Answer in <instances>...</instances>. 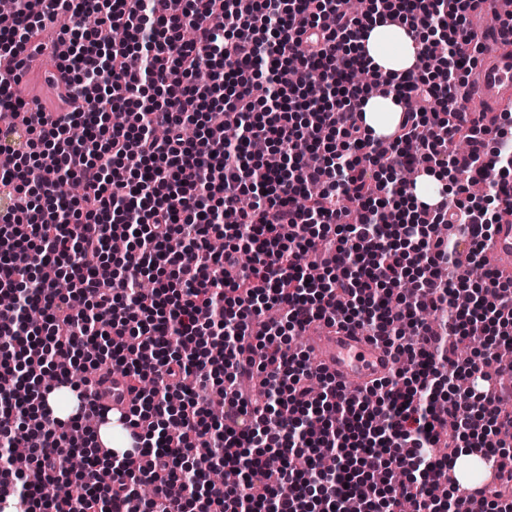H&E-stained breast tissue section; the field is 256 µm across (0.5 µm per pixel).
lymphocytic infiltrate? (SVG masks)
I'll return each instance as SVG.
<instances>
[{
  "label": "lymphocytic infiltrate",
  "mask_w": 512,
  "mask_h": 512,
  "mask_svg": "<svg viewBox=\"0 0 512 512\" xmlns=\"http://www.w3.org/2000/svg\"><path fill=\"white\" fill-rule=\"evenodd\" d=\"M15 0L0 28V189L10 202L0 239V379L26 370L31 399L0 391V475L24 512H512V412L492 410L494 358L461 356L470 323L512 340V280L486 270L495 224L512 210V137L500 124L463 127L451 104L469 97L481 51L467 27L484 0ZM64 17L73 48L61 63L86 105L21 110L14 87L28 46ZM410 26L419 75L378 78L402 107L381 146L364 125L367 68L354 43L373 23ZM132 42L115 44L112 27ZM443 55L431 63L428 48ZM208 65L210 82L193 74ZM128 111L115 125L109 110ZM197 118L194 141L185 121ZM233 126V138L224 135ZM165 127L166 139L153 135ZM267 144L252 155L254 140ZM408 167L454 179L415 204ZM75 180L81 196L61 201ZM485 183L482 198L470 183ZM458 224L455 240L438 235ZM129 247L103 287L97 261L112 238ZM224 240L223 251L210 247ZM37 308L41 331L24 314ZM442 317L440 327L427 315ZM323 321L366 330L405 369L348 396L293 332ZM140 388L125 417L129 451L89 452L77 496L54 494L71 471V437L87 417L84 383L68 419L45 404L47 370L72 368L99 343ZM449 400L447 414L435 407ZM221 403L220 420L210 418ZM39 404L31 416V404ZM442 446L446 455L434 457ZM497 462L478 500L442 499L433 485L460 449ZM147 457L132 467L129 454ZM238 471L219 487L197 458ZM152 486L150 498L138 487Z\"/></svg>",
  "instance_id": "obj_1"
}]
</instances>
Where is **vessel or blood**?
Returning <instances> with one entry per match:
<instances>
[{"mask_svg":"<svg viewBox=\"0 0 512 512\" xmlns=\"http://www.w3.org/2000/svg\"><path fill=\"white\" fill-rule=\"evenodd\" d=\"M483 52L476 68L474 98L483 100L487 115H494L508 92L512 91V45L504 44L498 34L483 33ZM487 256L502 276H512V217L496 225ZM308 343L319 365L333 376L346 392L355 393L373 380L390 374L396 361L381 344L368 338L361 329L339 328L322 322L307 330ZM137 397L126 377L99 371L87 392V401L96 409L95 432L106 430L109 422L128 414Z\"/></svg>","mask_w":512,"mask_h":512,"instance_id":"b4317fda","label":"vessel or blood"}]
</instances>
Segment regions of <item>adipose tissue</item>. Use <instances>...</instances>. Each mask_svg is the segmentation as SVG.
I'll return each mask as SVG.
<instances>
[{
    "mask_svg": "<svg viewBox=\"0 0 512 512\" xmlns=\"http://www.w3.org/2000/svg\"><path fill=\"white\" fill-rule=\"evenodd\" d=\"M356 43L371 67L386 78L406 75L417 63V42L405 25L375 24L361 31Z\"/></svg>",
    "mask_w": 512,
    "mask_h": 512,
    "instance_id": "ef3b65f1",
    "label": "adipose tissue"
}]
</instances>
